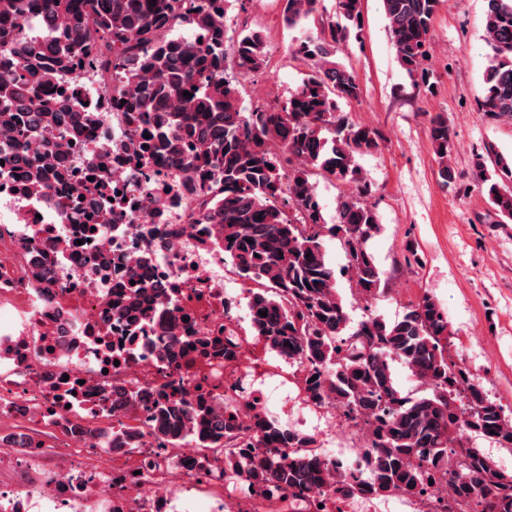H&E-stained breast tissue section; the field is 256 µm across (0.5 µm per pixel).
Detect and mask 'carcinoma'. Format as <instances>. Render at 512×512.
<instances>
[{
  "label": "carcinoma",
  "instance_id": "carcinoma-1",
  "mask_svg": "<svg viewBox=\"0 0 512 512\" xmlns=\"http://www.w3.org/2000/svg\"><path fill=\"white\" fill-rule=\"evenodd\" d=\"M230 0H0V29L13 39L37 36L33 19L43 13L65 18L68 38L54 60L68 68L102 37L116 59L124 49L142 52L145 80L125 74L124 108L158 112L157 127L143 152L161 153L224 185L214 202L222 214L224 257L251 289L252 335L263 348L306 365L305 389L315 403L333 397L354 420L366 426L368 468L358 474L333 467L318 456L295 457L284 448H311L313 440L255 412L252 441L224 462L231 477L249 486L275 482L302 494L317 482L332 480L325 493L389 496L396 491L419 495L431 481H445L448 493L472 512H486L477 494H495L496 512H512V472H505L479 449L449 457L475 434L500 448L512 449V416L484 394L479 384L450 357L448 316L429 296L404 315L387 322L371 309L356 324L337 293L336 269L326 255V238L336 240L347 258L355 295L370 303L379 293L383 272L370 242L380 234L377 213L364 202L371 186L357 159L380 148L372 127L349 121L338 102L356 100L360 86L352 69L337 60L350 28L361 18L362 0H336V20L323 18L319 0H282L284 23L294 28L318 21L314 35L290 47L307 73L276 107L242 104L239 82L226 76L227 61L238 71L255 72L267 64L266 38L248 30L226 45L225 18ZM440 0H383L396 58L408 76L424 71L429 34ZM96 13V34H84L80 17ZM187 24L193 35L157 34ZM485 41L490 48L481 108L512 119V0H487ZM34 63L20 67L0 84V115L26 101L35 112L50 105L27 95L42 58L28 46ZM189 92L192 97L183 96ZM430 142L438 174L445 184L456 179L448 120L439 113L430 123ZM492 169L476 162L488 200L501 218L512 220V154L489 149ZM328 176L348 187L337 203L334 223L326 222L313 176ZM262 220H257V217ZM267 312V316L259 312ZM400 362L427 393H404L393 375ZM176 408L151 399L147 418L156 447L192 437L221 448L240 422L224 416L213 423L204 402L193 420L178 427ZM254 448L266 453L256 455Z\"/></svg>",
  "mask_w": 512,
  "mask_h": 512
}]
</instances>
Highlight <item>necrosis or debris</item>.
Returning a JSON list of instances; mask_svg holds the SVG:
<instances>
[{
	"instance_id": "4bbe7bcc",
	"label": "necrosis or debris",
	"mask_w": 512,
	"mask_h": 512,
	"mask_svg": "<svg viewBox=\"0 0 512 512\" xmlns=\"http://www.w3.org/2000/svg\"><path fill=\"white\" fill-rule=\"evenodd\" d=\"M112 63L102 42L74 68L39 73V96L77 98L84 110L51 122L22 108L20 125L0 123V512H463L444 484L342 500L320 484L299 498L270 485L246 492L224 473L226 449L189 438L156 448L145 398L189 415L202 400L214 419L231 411L247 423L275 384L286 392L276 422L344 470L367 464L361 423L334 401L312 403L306 368L247 358L249 291L231 284L209 206L221 188L141 155L154 116L118 106ZM46 152L67 175L41 178ZM130 306L135 320L118 317ZM177 336L209 345L162 360Z\"/></svg>"
}]
</instances>
